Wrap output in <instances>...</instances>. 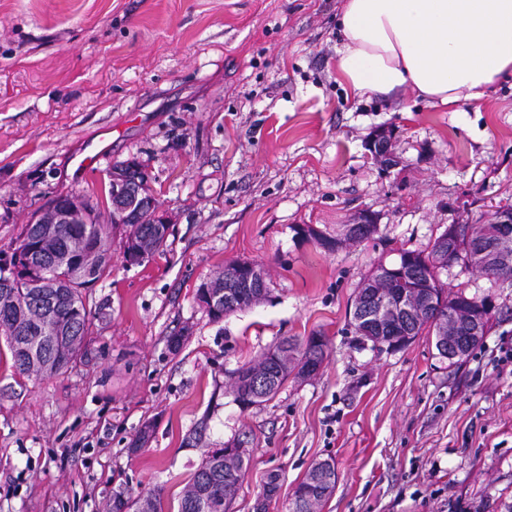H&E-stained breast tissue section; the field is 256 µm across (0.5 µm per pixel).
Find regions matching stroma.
<instances>
[{
    "label": "stroma",
    "instance_id": "35a3bbf8",
    "mask_svg": "<svg viewBox=\"0 0 512 512\" xmlns=\"http://www.w3.org/2000/svg\"><path fill=\"white\" fill-rule=\"evenodd\" d=\"M344 0H0V246L57 194L100 205L107 171L137 158L171 224L164 254L87 292L91 334L39 380L0 360V512H107L115 490H160L163 512L206 447L250 451L231 512H255L269 474L288 503L332 459L321 512H512V280L450 269L448 291L491 297L467 360L435 339L397 351L350 324L359 282L398 248L512 202V80L459 109L356 98L336 76ZM391 130L395 168L365 145ZM99 160L77 174L93 149ZM372 237L327 251L362 212ZM259 265V303L212 321L195 300L225 265ZM319 332L318 374L242 408L233 373L289 337ZM183 336L179 350L169 339ZM148 447L128 444L145 421ZM206 423L202 443L186 436Z\"/></svg>",
    "mask_w": 512,
    "mask_h": 512
}]
</instances>
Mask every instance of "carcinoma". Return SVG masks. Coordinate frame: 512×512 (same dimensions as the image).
Wrapping results in <instances>:
<instances>
[{"label":"carcinoma","instance_id":"1","mask_svg":"<svg viewBox=\"0 0 512 512\" xmlns=\"http://www.w3.org/2000/svg\"><path fill=\"white\" fill-rule=\"evenodd\" d=\"M112 175L131 181L139 198L156 200L151 176L136 159L115 163ZM55 200L80 209L84 222L48 226L32 221L22 225L16 238L8 243L7 250L32 253L31 264L7 275L0 267V335L6 337L12 367L22 375L53 376L77 359L91 325L87 290L108 274L114 236H119L120 247L143 250L150 258L164 251L168 239L148 209L140 210L133 223L107 226L98 222L95 206L78 202L68 195H57ZM511 211L512 204L498 208L485 224L459 225L460 243L450 242L448 246L452 247L460 267L478 269L495 280L512 279V264L488 262L480 255V251L497 239V215ZM442 237L444 234H439L427 252L398 249L399 259H411L412 274L440 288L443 287L440 274L450 269L447 257L439 252ZM57 253L68 255L70 267L56 268L53 257ZM268 291L265 284L250 290L242 288L241 297L212 305L206 299L210 289L201 286L196 291V300L212 320L220 321L251 306L257 297L267 295ZM462 301L471 307H482L485 321H490L485 299L469 297L462 291H445L442 304L421 317L408 319L397 331L370 326L355 312L351 325L375 348H392L399 335L405 337V345L423 334L438 341L443 317ZM327 346L326 337L320 334L302 340L284 339L275 346V351L282 354L283 363L278 365L261 359L239 368L235 372V392L247 406L258 405L260 401L251 398L248 376H267L271 382L270 392L264 397L267 401L277 394L288 378L301 375L310 366L322 364ZM154 433V422L142 424L130 443V451H140ZM248 463L249 460L243 459L228 466L224 464V449H207L180 498L178 512H224V489H239ZM110 512H162L161 498L154 492L132 499L125 491L118 490L112 496Z\"/></svg>","mask_w":512,"mask_h":512}]
</instances>
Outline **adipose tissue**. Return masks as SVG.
Listing matches in <instances>:
<instances>
[{
	"label": "adipose tissue",
	"instance_id": "adipose-tissue-1",
	"mask_svg": "<svg viewBox=\"0 0 512 512\" xmlns=\"http://www.w3.org/2000/svg\"><path fill=\"white\" fill-rule=\"evenodd\" d=\"M336 73L353 95L453 107L512 77V0H345Z\"/></svg>",
	"mask_w": 512,
	"mask_h": 512
}]
</instances>
